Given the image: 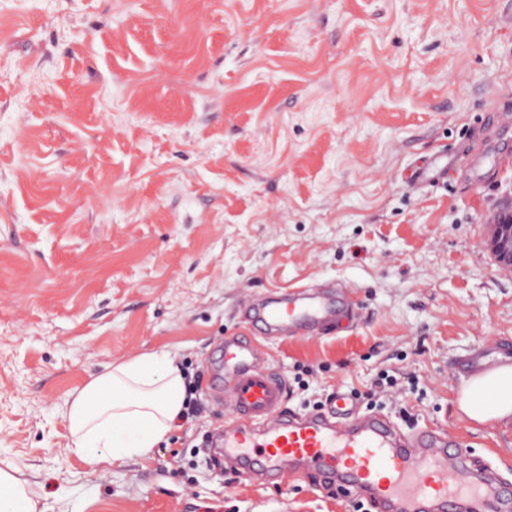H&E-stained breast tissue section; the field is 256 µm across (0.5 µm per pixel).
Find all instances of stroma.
Instances as JSON below:
<instances>
[{
    "label": "stroma",
    "mask_w": 512,
    "mask_h": 512,
    "mask_svg": "<svg viewBox=\"0 0 512 512\" xmlns=\"http://www.w3.org/2000/svg\"><path fill=\"white\" fill-rule=\"evenodd\" d=\"M512 99V0H0V468L40 512H348L331 487L212 466L233 312L345 282L361 328L266 337L286 406L365 392L400 427L450 429L512 485V419L467 421L453 363L512 341V278L487 219L512 144L481 178L413 194ZM167 353L197 416L146 459L92 467L67 414L105 365ZM456 163L455 155L448 159V156L437 155L432 157L426 163L418 166L411 172L409 186L413 191L431 185L448 176V168H452Z\"/></svg>",
    "instance_id": "35a3bbf8"
}]
</instances>
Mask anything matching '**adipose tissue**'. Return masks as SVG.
<instances>
[{
	"label": "adipose tissue",
	"instance_id": "obj_1",
	"mask_svg": "<svg viewBox=\"0 0 512 512\" xmlns=\"http://www.w3.org/2000/svg\"><path fill=\"white\" fill-rule=\"evenodd\" d=\"M184 399L183 376L169 354L145 353L108 366L71 404L73 450L92 465L149 456L170 432ZM457 404L478 424L511 417L512 367L474 376Z\"/></svg>",
	"mask_w": 512,
	"mask_h": 512
}]
</instances>
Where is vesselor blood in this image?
Here are the masks:
<instances>
[{"mask_svg":"<svg viewBox=\"0 0 512 512\" xmlns=\"http://www.w3.org/2000/svg\"><path fill=\"white\" fill-rule=\"evenodd\" d=\"M454 164L432 157L412 171L410 188L440 181ZM348 295L333 284L260 293L237 314L263 335L316 337L342 320H360ZM286 397L285 378L265 366L252 339L225 338L218 461L257 481L314 473L363 499L370 512H512V488L479 468L448 430L402 431L385 416L360 411L343 391L306 415L286 411Z\"/></svg>","mask_w":512,"mask_h":512,"instance_id":"1","label":"vessel or blood"}]
</instances>
